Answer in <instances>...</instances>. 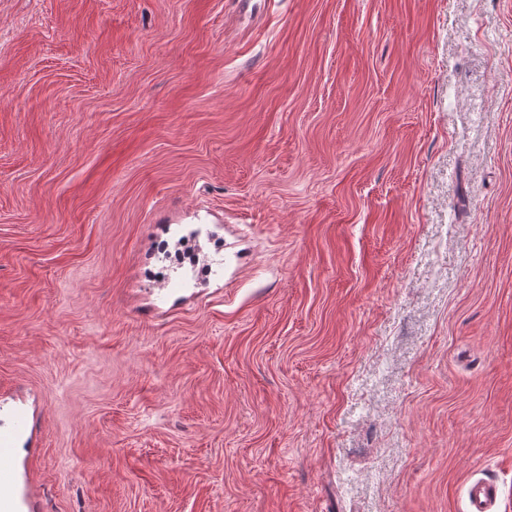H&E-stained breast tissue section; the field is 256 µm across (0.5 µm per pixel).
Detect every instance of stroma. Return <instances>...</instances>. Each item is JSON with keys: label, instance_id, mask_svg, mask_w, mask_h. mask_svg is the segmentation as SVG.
I'll list each match as a JSON object with an SVG mask.
<instances>
[{"label": "stroma", "instance_id": "1", "mask_svg": "<svg viewBox=\"0 0 512 512\" xmlns=\"http://www.w3.org/2000/svg\"><path fill=\"white\" fill-rule=\"evenodd\" d=\"M35 512H512V0H0V418ZM498 498V486L492 480L479 479L467 487L469 512H490Z\"/></svg>", "mask_w": 512, "mask_h": 512}]
</instances>
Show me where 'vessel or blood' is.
Instances as JSON below:
<instances>
[{
	"label": "vessel or blood",
	"instance_id": "vessel-or-blood-1",
	"mask_svg": "<svg viewBox=\"0 0 512 512\" xmlns=\"http://www.w3.org/2000/svg\"><path fill=\"white\" fill-rule=\"evenodd\" d=\"M24 427L25 419L20 415L0 423V512H33L29 493L18 487L14 466ZM497 498L498 486L494 481L477 480L467 488L468 512H491Z\"/></svg>",
	"mask_w": 512,
	"mask_h": 512
}]
</instances>
